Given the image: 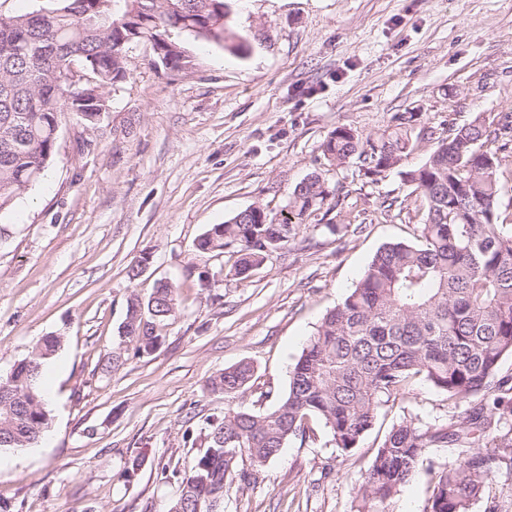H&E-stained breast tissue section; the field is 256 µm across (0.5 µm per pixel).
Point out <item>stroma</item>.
<instances>
[{
	"label": "stroma",
	"instance_id": "1",
	"mask_svg": "<svg viewBox=\"0 0 512 512\" xmlns=\"http://www.w3.org/2000/svg\"><path fill=\"white\" fill-rule=\"evenodd\" d=\"M230 4L249 56L176 32L192 67L167 76L130 50L104 130L63 125L44 177L0 214V378L42 338L62 339L43 379L47 431L0 449V512H167L177 486L162 469H189L224 415L210 378L249 361L242 405H276L306 341L379 247L416 237L422 198L398 174L366 178L359 159L327 165L328 133L374 135L395 113H419L412 169L478 114H512V0ZM315 171L332 195L249 278L226 276L229 256L195 250L210 225L252 205L279 212ZM160 281L178 306L160 345L139 354L119 328L128 299H148ZM118 349L123 365L105 367ZM405 416L446 424V397L415 380L349 455L319 424L264 467L241 461L256 478L232 483L224 512H354L378 443ZM466 454L427 449L394 512H426L430 468Z\"/></svg>",
	"mask_w": 512,
	"mask_h": 512
}]
</instances>
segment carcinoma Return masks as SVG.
I'll list each match as a JSON object with an SVG mask.
<instances>
[{
  "label": "carcinoma",
  "instance_id": "carcinoma-1",
  "mask_svg": "<svg viewBox=\"0 0 512 512\" xmlns=\"http://www.w3.org/2000/svg\"><path fill=\"white\" fill-rule=\"evenodd\" d=\"M0 21V212L45 174L62 121L74 117L101 129L111 112L110 90L126 79V56L143 46L150 64L165 73L188 63L185 50L169 37L179 30L246 57L249 42L228 26V0H49ZM88 79L68 82L70 66ZM417 113L392 116L381 133L363 138L338 127L321 145L326 163L356 156L364 176L399 170L425 201L414 241L382 245L344 300L330 310L307 340L290 371L288 392L271 409L254 412L233 405L252 380L247 362L210 379L224 393V418L210 423L209 446L186 472L162 470L178 485L168 512H221L233 481L256 479L238 469L248 458L263 466L291 438L306 440L318 421L342 454L355 452L374 429L380 409L396 401L416 378L448 399V408L470 407L448 424L423 428L403 417L383 435L357 489L356 512H392L428 448L467 444L473 448L454 466L431 470L426 512H470L488 476H512V375H500L512 357V224L498 223L502 159L490 148L510 115H478L453 130L419 167L400 170L415 148ZM319 173L288 194L281 219L265 207L243 210L202 234L195 249L228 253L227 275L246 279L294 240L306 217L320 210L331 192ZM177 308L176 289L161 282L147 301H128L122 337L137 353L160 344L158 327ZM45 337L0 379V449L23 448L49 427L39 379L44 363L60 348Z\"/></svg>",
  "mask_w": 512,
  "mask_h": 512
}]
</instances>
